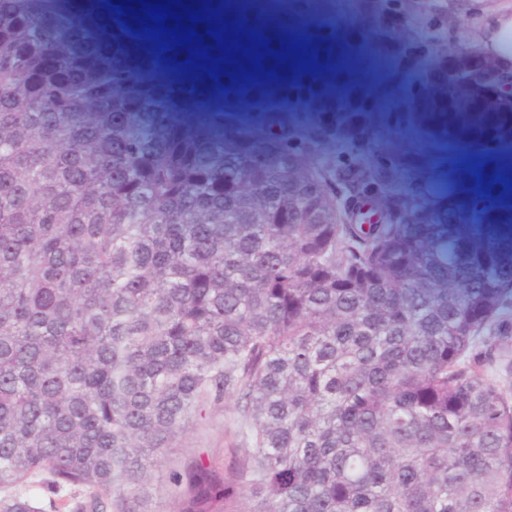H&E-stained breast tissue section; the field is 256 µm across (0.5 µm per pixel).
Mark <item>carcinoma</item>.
<instances>
[{
    "label": "carcinoma",
    "mask_w": 512,
    "mask_h": 512,
    "mask_svg": "<svg viewBox=\"0 0 512 512\" xmlns=\"http://www.w3.org/2000/svg\"><path fill=\"white\" fill-rule=\"evenodd\" d=\"M54 55L0 0V488L145 512L158 455L236 395L245 480L173 471L181 512H512V261L445 262L396 209L338 224L336 166L187 151ZM510 182L468 187L487 224ZM44 479V475L35 477L20 488L38 501L43 512H72L74 504L85 497L86 492L83 489L73 487L65 488L57 495H52L46 491L43 484ZM50 499L55 501L57 508L49 506Z\"/></svg>",
    "instance_id": "cac0c4a2"
}]
</instances>
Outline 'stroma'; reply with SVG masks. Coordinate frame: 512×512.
Segmentation results:
<instances>
[{
    "label": "stroma",
    "instance_id": "1",
    "mask_svg": "<svg viewBox=\"0 0 512 512\" xmlns=\"http://www.w3.org/2000/svg\"><path fill=\"white\" fill-rule=\"evenodd\" d=\"M421 11H440L448 20V51L434 57L411 46L403 25L373 12L370 0H354V28L337 35L325 51L311 31L329 30L333 19L318 0H249L247 7L226 0H180L176 14L199 10L204 24H218L220 38L208 57L186 50L156 48L150 69L137 68L142 50L128 42L119 56L94 42L97 28L73 19H56L60 44L78 78L112 82V107L149 122L172 140L248 163L300 158L303 142L320 145L335 157L342 143L375 159L389 179L408 186L416 213L448 221V255L469 244L485 243L488 252L512 253V235L486 225L476 204L447 212L467 177L455 172L454 157L488 152L492 163H512V138L488 143L476 137L448 140V115L468 110L484 119L507 120L512 97L488 104L481 90L451 75L453 56L489 47L493 21L512 13V0H417ZM267 35L283 26L295 29L292 45H280V65L261 69L252 86H241L242 67L256 60L251 42L255 24ZM223 82L202 83L203 72ZM237 397L207 402L201 416L173 447L163 452L150 486L152 512H180L168 475L195 461L213 464L225 480L240 481L248 464L237 433Z\"/></svg>",
    "mask_w": 512,
    "mask_h": 512
}]
</instances>
